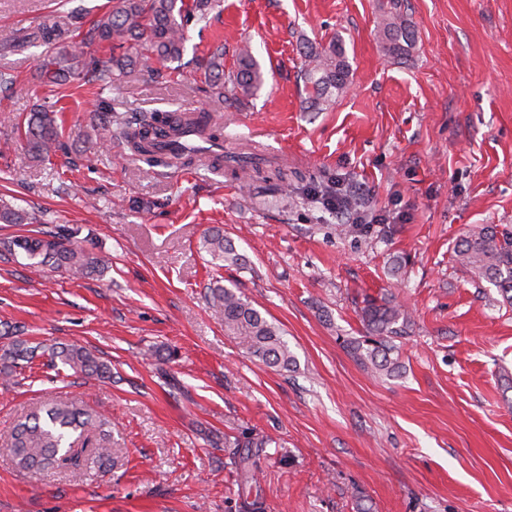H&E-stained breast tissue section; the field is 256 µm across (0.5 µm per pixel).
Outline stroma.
Returning a JSON list of instances; mask_svg holds the SVG:
<instances>
[{"mask_svg":"<svg viewBox=\"0 0 512 512\" xmlns=\"http://www.w3.org/2000/svg\"><path fill=\"white\" fill-rule=\"evenodd\" d=\"M381 0H217L190 20L182 65L104 86L37 77L28 30H86L112 0H0V196L30 224L0 223V351L75 343L108 379L36 356L0 380V512H512V305L458 264L457 241L512 229V0H401L411 56L387 55ZM342 38L349 89L306 100L309 53ZM249 48L265 82L241 104L197 59ZM58 114L60 146L32 158L17 125ZM206 111L225 147H261L287 185L131 154L120 118ZM109 151H102V142ZM350 195V212L326 204ZM385 216L388 238L347 232ZM65 227L100 272L75 278L5 241ZM220 230L238 262L213 259ZM241 293L283 331L297 366L271 368L224 333L212 290ZM391 295L411 316L400 373L346 345L360 307ZM59 398L112 423L120 460L76 479L20 468L13 427ZM225 436L212 446L209 434ZM263 448L243 449L248 437Z\"/></svg>","mask_w":512,"mask_h":512,"instance_id":"1","label":"stroma"}]
</instances>
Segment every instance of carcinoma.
<instances>
[{"label": "carcinoma", "mask_w": 512, "mask_h": 512, "mask_svg": "<svg viewBox=\"0 0 512 512\" xmlns=\"http://www.w3.org/2000/svg\"><path fill=\"white\" fill-rule=\"evenodd\" d=\"M211 0H113L112 10L92 22L90 28L71 39L64 46L54 41L61 36L57 28L40 27L25 38V42H42L47 49L40 59V77L48 85H60L77 73L82 65L85 47L94 42L112 44V58L103 65H94L86 71L90 79L110 84L132 72L137 65L155 59L178 62L184 52L185 24L192 18L207 16ZM376 32L386 53L391 56L409 55L414 48L415 35L410 23L393 0L381 7ZM139 47L132 56L122 48L128 43ZM314 65L305 72V92L314 107L323 106L345 94L349 82L350 64L342 42L333 40L322 52L313 55ZM204 78L217 89L228 88L236 101L257 94L264 83V73L247 48L239 50L234 70L224 73V53L215 52L201 63ZM209 131L206 118L184 116L174 121L169 114L156 112L126 123V138L131 151L140 160L151 164L159 161L157 141L175 135L183 128ZM56 114L35 110L23 122V138L29 152L42 159L55 151L58 140ZM172 158L183 165L198 161L197 150L188 142L172 144ZM208 168L221 172L224 167L233 173L259 174L280 182L285 173L269 166L262 169L251 153L211 155ZM25 210L0 198V222L25 224ZM209 252L215 259L236 261L233 249L224 243V235L215 233L206 239ZM7 250L16 248L39 263L52 269L63 268L73 276H88L96 271L98 260L81 242L62 238L54 233L40 237L17 239L4 244ZM456 260L498 289L503 300L512 303V232H499L494 227H483L472 232L456 245ZM214 298L224 318V333L261 362L282 370L296 363L281 329L232 289L218 286ZM366 335L347 340L356 359L373 372L393 376L401 365L395 356L393 339L405 332L410 322L406 309L388 297L370 298L361 309ZM37 356V347L23 340H15L11 348L0 356V376L9 379L20 363L31 362ZM51 360H59L75 373H110L90 351L76 345L54 346L49 349ZM110 425L105 418L90 411L77 400L62 401L37 409L14 429L9 450L17 464L35 473L67 469L74 473L95 468L101 473L116 465L112 448Z\"/></svg>", "instance_id": "cac0c4a2"}]
</instances>
